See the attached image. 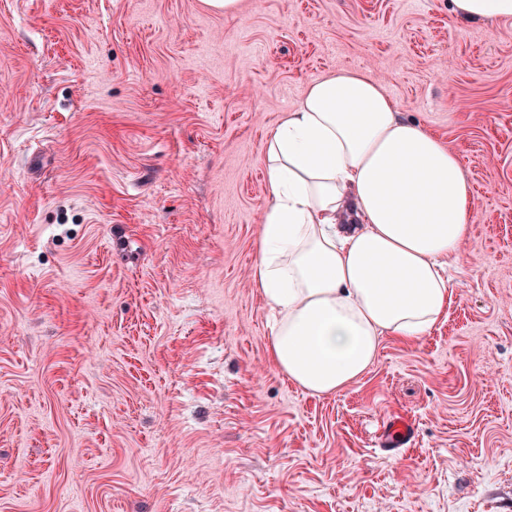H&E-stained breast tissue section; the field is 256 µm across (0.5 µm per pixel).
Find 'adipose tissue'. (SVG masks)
<instances>
[{"mask_svg": "<svg viewBox=\"0 0 512 512\" xmlns=\"http://www.w3.org/2000/svg\"><path fill=\"white\" fill-rule=\"evenodd\" d=\"M260 162L270 203L253 276L276 313L271 361L330 395L368 370L382 337L415 340L447 317L471 186L366 70L310 83Z\"/></svg>", "mask_w": 512, "mask_h": 512, "instance_id": "ef3b65f1", "label": "adipose tissue"}]
</instances>
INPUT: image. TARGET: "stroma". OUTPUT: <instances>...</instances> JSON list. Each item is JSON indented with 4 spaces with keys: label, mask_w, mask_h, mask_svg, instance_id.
Masks as SVG:
<instances>
[{
    "label": "stroma",
    "mask_w": 512,
    "mask_h": 512,
    "mask_svg": "<svg viewBox=\"0 0 512 512\" xmlns=\"http://www.w3.org/2000/svg\"><path fill=\"white\" fill-rule=\"evenodd\" d=\"M342 69L448 143L473 207L447 319L317 397L269 359L260 158ZM0 512H512V18L0 0Z\"/></svg>",
    "instance_id": "obj_1"
}]
</instances>
